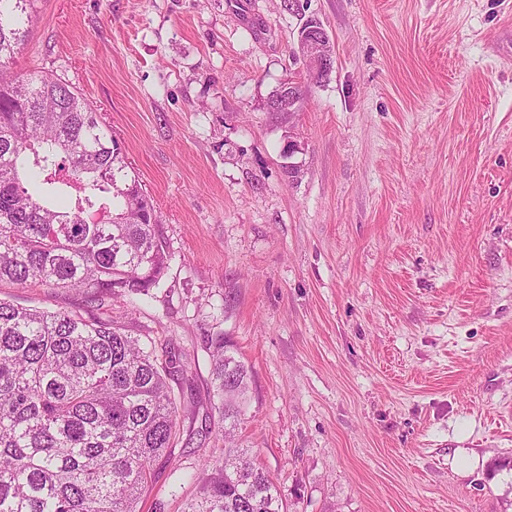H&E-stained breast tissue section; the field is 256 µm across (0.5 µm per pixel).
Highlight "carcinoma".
I'll return each mask as SVG.
<instances>
[{"mask_svg":"<svg viewBox=\"0 0 512 512\" xmlns=\"http://www.w3.org/2000/svg\"><path fill=\"white\" fill-rule=\"evenodd\" d=\"M35 0H0V283L77 290L105 302L147 295L168 268L151 197L112 131L68 83L14 76ZM213 347L224 440L248 370ZM189 363L112 318L0 299V512H139L153 464L181 435L169 379ZM184 512H288L247 451L201 460Z\"/></svg>","mask_w":512,"mask_h":512,"instance_id":"1","label":"carcinoma"}]
</instances>
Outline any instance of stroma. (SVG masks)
Here are the masks:
<instances>
[{
  "mask_svg": "<svg viewBox=\"0 0 512 512\" xmlns=\"http://www.w3.org/2000/svg\"><path fill=\"white\" fill-rule=\"evenodd\" d=\"M301 2L38 0L9 62L75 87L158 211L160 285L101 310L191 364L141 510L182 512L174 470L223 456L220 336L250 375L238 445L290 512H512V0ZM287 79L294 114L267 111ZM299 60L303 66L321 80L327 75H319L331 69L334 50L330 38L323 27L311 26L299 30ZM319 75V76H318Z\"/></svg>",
  "mask_w": 512,
  "mask_h": 512,
  "instance_id": "1",
  "label": "stroma"
}]
</instances>
